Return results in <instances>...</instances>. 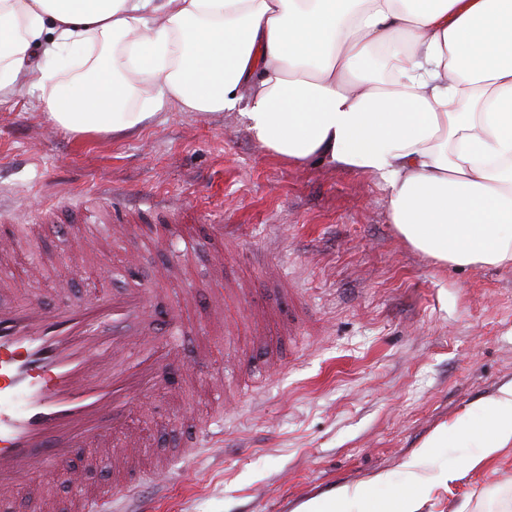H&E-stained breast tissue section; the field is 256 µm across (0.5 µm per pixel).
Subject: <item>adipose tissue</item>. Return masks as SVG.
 <instances>
[{
  "instance_id": "obj_1",
  "label": "adipose tissue",
  "mask_w": 512,
  "mask_h": 512,
  "mask_svg": "<svg viewBox=\"0 0 512 512\" xmlns=\"http://www.w3.org/2000/svg\"><path fill=\"white\" fill-rule=\"evenodd\" d=\"M86 52L78 91L49 86L62 50ZM151 109L132 106L142 84ZM39 94L54 128L134 133L164 104L241 118L269 151L376 179L391 221L441 266L512 263V0H0V102ZM512 447V381L436 429L384 476L296 512H420L434 449Z\"/></svg>"
}]
</instances>
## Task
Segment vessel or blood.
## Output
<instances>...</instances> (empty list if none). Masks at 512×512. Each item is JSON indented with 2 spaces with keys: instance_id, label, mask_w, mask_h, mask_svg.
I'll use <instances>...</instances> for the list:
<instances>
[{
  "instance_id": "vessel-or-blood-1",
  "label": "vessel or blood",
  "mask_w": 512,
  "mask_h": 512,
  "mask_svg": "<svg viewBox=\"0 0 512 512\" xmlns=\"http://www.w3.org/2000/svg\"><path fill=\"white\" fill-rule=\"evenodd\" d=\"M150 292L99 291L87 299L45 307L19 294L0 301V495L11 496L35 470L60 478L80 450H110L129 429L134 393L162 382L171 353L125 342ZM132 487L77 491L71 512H130Z\"/></svg>"
}]
</instances>
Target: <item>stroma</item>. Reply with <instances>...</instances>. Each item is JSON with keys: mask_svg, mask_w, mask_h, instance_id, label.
<instances>
[{"mask_svg": "<svg viewBox=\"0 0 512 512\" xmlns=\"http://www.w3.org/2000/svg\"><path fill=\"white\" fill-rule=\"evenodd\" d=\"M103 196L169 204L178 225L86 235L79 213ZM16 226L0 249L15 292L53 306L140 284L149 314L185 315L165 387L129 409L154 456L139 470L165 466V488L138 490L156 512H294L379 473L392 493L437 427L512 380V265L436 266L400 238L375 180L288 163L233 111L170 105L130 135H71L18 87L0 103V240ZM205 421L214 440L185 455ZM463 502L512 512V447L422 512Z\"/></svg>", "mask_w": 512, "mask_h": 512, "instance_id": "stroma-1", "label": "stroma"}]
</instances>
